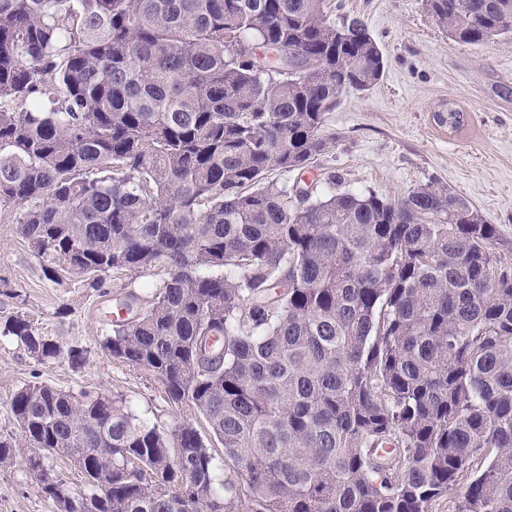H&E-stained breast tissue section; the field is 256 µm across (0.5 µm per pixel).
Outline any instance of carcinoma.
<instances>
[{
  "mask_svg": "<svg viewBox=\"0 0 512 512\" xmlns=\"http://www.w3.org/2000/svg\"><path fill=\"white\" fill-rule=\"evenodd\" d=\"M459 43L512 0H423ZM330 0H0V205L49 266L165 277L102 342L179 420L120 393L19 388L22 458L58 512H512V264L448 186H292L329 112L382 79ZM34 360L86 351L23 314ZM204 420L223 448L208 447ZM63 455L71 491L48 468ZM468 482L465 496L449 498ZM51 468L56 474L61 475L74 492H80L84 488L83 478L80 472L73 466L71 461L65 456H56L50 463Z\"/></svg>",
  "mask_w": 512,
  "mask_h": 512,
  "instance_id": "carcinoma-1",
  "label": "carcinoma"
}]
</instances>
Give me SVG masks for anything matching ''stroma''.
I'll use <instances>...</instances> for the list:
<instances>
[{
    "mask_svg": "<svg viewBox=\"0 0 512 512\" xmlns=\"http://www.w3.org/2000/svg\"><path fill=\"white\" fill-rule=\"evenodd\" d=\"M332 22L362 19L386 58L371 90L343 95L326 127L336 142L307 179L336 175L342 191L396 199L430 181L470 200L501 233L498 250L512 260V35L478 45L453 41L426 14L422 0H331ZM455 108L460 131L438 124ZM14 206L0 207V324L22 313L43 334L86 350L83 367L38 363L0 336V435L20 428L10 400L20 387L42 382L62 390L121 393L138 412L173 423L151 373L122 365L102 349L114 298L130 291L149 297L154 275L126 278L125 289L103 277L62 274L50 280L21 238ZM0 512H57L24 461L0 467Z\"/></svg>",
    "mask_w": 512,
    "mask_h": 512,
    "instance_id": "35a3bbf8",
    "label": "stroma"
}]
</instances>
